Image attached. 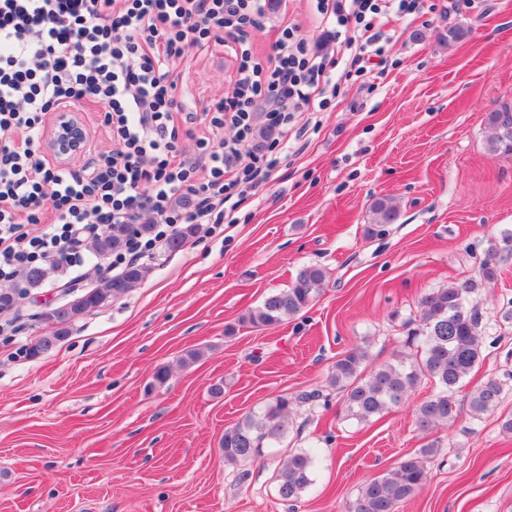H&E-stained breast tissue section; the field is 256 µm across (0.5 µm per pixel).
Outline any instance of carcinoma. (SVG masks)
I'll return each mask as SVG.
<instances>
[{"instance_id": "obj_1", "label": "carcinoma", "mask_w": 512, "mask_h": 512, "mask_svg": "<svg viewBox=\"0 0 512 512\" xmlns=\"http://www.w3.org/2000/svg\"><path fill=\"white\" fill-rule=\"evenodd\" d=\"M490 129L489 151L497 156L512 157V104L505 102L488 113ZM372 227L378 234L384 227L398 220L399 210L387 198H379L371 207ZM131 225L114 224L104 230L90 244L98 257H106L120 250ZM198 233L195 224H184L169 239L166 250H180ZM497 247L487 251L480 266V280L467 279L424 294L418 303L416 327L409 330L405 346L414 353L400 357L394 363L383 364L365 371L368 352L353 347L340 354L331 367L329 383L342 393L346 415L360 423H368L399 407L412 396L424 377L432 379L439 392L414 407V419L422 434L454 421L460 406L456 393L481 357L482 333L478 313L469 306L468 297L485 283L494 281L498 274ZM56 265H35L21 275L25 291L39 288L57 271ZM150 267L132 263L115 276L107 277L100 288L81 295L41 314L40 319L53 330L40 337L30 348V356L44 355L55 349L67 336L68 327L91 310L114 298L121 297L139 286ZM327 278L325 269L316 264L303 266L292 284L269 293L260 305L245 316L253 326H276L300 314L319 294ZM502 395V386L495 379L483 382L470 396L469 412L479 417L494 410ZM323 398L318 391L296 397L278 396L256 412L248 413L232 427L224 430L220 448L224 461L249 463L261 459L264 449L279 443L287 434L290 416L300 403L317 402ZM437 454L434 443H428L420 452L408 456L382 474L366 481L354 499L346 505V512H397L399 505L410 499L428 478L427 460ZM314 456L310 450L288 454L278 468L275 479L279 497L284 501L299 500L310 486Z\"/></svg>"}]
</instances>
